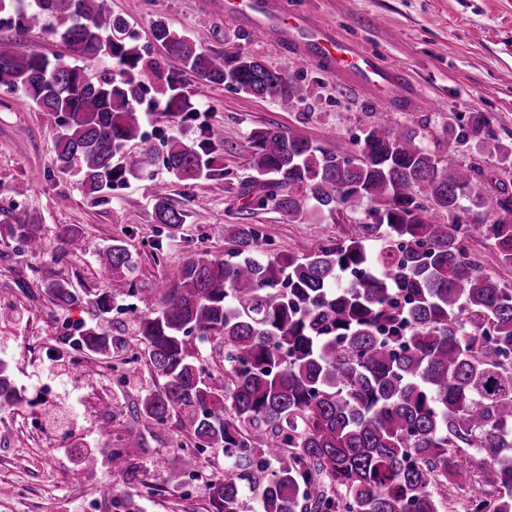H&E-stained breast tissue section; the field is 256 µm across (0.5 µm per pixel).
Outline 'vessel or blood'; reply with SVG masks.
Listing matches in <instances>:
<instances>
[{"mask_svg": "<svg viewBox=\"0 0 512 512\" xmlns=\"http://www.w3.org/2000/svg\"><path fill=\"white\" fill-rule=\"evenodd\" d=\"M224 15L260 38L289 46L297 62L314 61L337 80L368 92L385 90L390 101L428 107L426 98L410 95L399 72L381 68L372 56L334 30L302 18L289 26L284 0H224Z\"/></svg>", "mask_w": 512, "mask_h": 512, "instance_id": "b4317fda", "label": "vessel or blood"}]
</instances>
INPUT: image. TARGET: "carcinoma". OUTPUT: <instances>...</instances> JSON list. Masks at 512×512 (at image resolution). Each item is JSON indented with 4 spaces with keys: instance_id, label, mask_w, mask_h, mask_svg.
I'll list each match as a JSON object with an SVG mask.
<instances>
[{
    "instance_id": "1",
    "label": "carcinoma",
    "mask_w": 512,
    "mask_h": 512,
    "mask_svg": "<svg viewBox=\"0 0 512 512\" xmlns=\"http://www.w3.org/2000/svg\"><path fill=\"white\" fill-rule=\"evenodd\" d=\"M18 34L42 26L79 57L113 65L90 79L83 68L0 42V86L22 92L61 127L59 168L102 196L129 176L151 179L162 165L183 180L218 181L206 139L156 145L142 129L141 93L159 77L140 66L126 23L102 0H33L17 9ZM155 41L183 68L210 82L291 108L309 87L242 51L205 50L162 21ZM165 110L190 117L174 82ZM498 160L454 165L460 151ZM254 176L239 183L246 208L270 206L291 223L314 211L361 212L345 237L305 256H268L253 224L224 228L222 258L189 253L167 271L158 308L122 326L84 325L79 349L104 359L129 349L162 380L133 401L120 444L91 448L135 477L146 435L174 418L192 455L224 453V477L206 478L210 512H442L448 482H476L470 512H512V282L492 278L466 242L491 245L512 269V146L483 112L445 129L434 149L420 132L380 116L354 147L330 153L275 127L252 135ZM158 233L186 222L183 208L156 199ZM22 255L42 249L41 225L26 215L4 227ZM105 314L140 288L137 263L117 240L103 255ZM65 308L80 296L64 279L44 284ZM221 348L224 371L200 348ZM20 400L0 361V410ZM482 459L468 470L470 454ZM105 507L141 512L136 499L101 492Z\"/></svg>"
}]
</instances>
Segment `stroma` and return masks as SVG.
Segmentation results:
<instances>
[{"label":"stroma","instance_id":"obj_1","mask_svg":"<svg viewBox=\"0 0 512 512\" xmlns=\"http://www.w3.org/2000/svg\"><path fill=\"white\" fill-rule=\"evenodd\" d=\"M104 6L127 22L143 64L162 74L143 94L153 106L144 117L145 130L160 141L190 142L207 135L220 147L219 163L233 182L253 175L255 129L277 127L333 152L351 146L369 112H387L422 129L427 146L456 114L483 112L493 117L500 141L512 145V0H287L289 15H310L382 66L400 70L409 89L431 100L422 112L338 83L317 63L297 66L289 51L225 18L224 0H104ZM160 19L202 48L239 49L287 72L309 86L308 99L286 111L272 100L198 79L154 41L152 26ZM16 38L25 50L82 66L92 78L111 67L103 56H76L58 35L33 29L20 36L0 23V40ZM173 78L198 119L184 122L156 109L166 80ZM57 133L24 95L0 91V184L9 188L0 196V225L14 210L24 211L42 224L45 241L40 256L23 259L16 257L13 243L0 239V292L12 293L23 305L20 316H0V361L9 364L25 396L20 406L0 411V512H91L105 484L138 495L142 512H205L203 486L176 490L164 478L173 468L188 466L223 474L224 456L189 460L181 450L186 433L176 421L155 429L140 458L138 479L116 475L105 463L92 471L79 466L81 448L97 447L104 421L122 423L131 399L156 382L143 367L117 381L111 364L94 355L83 356L82 370H75L60 349L98 312L82 303L68 309L53 305L43 280L65 278L81 294L103 287L98 253L118 239L138 263L142 291L134 303L147 313L166 286L165 269L180 265L191 251L220 257L230 249L225 225H256L269 253L305 256L343 236L359 218L314 214L291 223L269 207L243 212L234 193L214 182L186 181L162 168L156 169L154 183L131 177L96 198L83 191L77 177L59 170ZM159 193L189 212L171 236L154 232ZM65 226L78 232L83 251L61 254L58 235ZM156 236L162 240L158 253L149 245ZM48 386L55 392L50 399L43 395ZM32 414L41 421L40 430L29 428Z\"/></svg>","mask_w":512,"mask_h":512}]
</instances>
